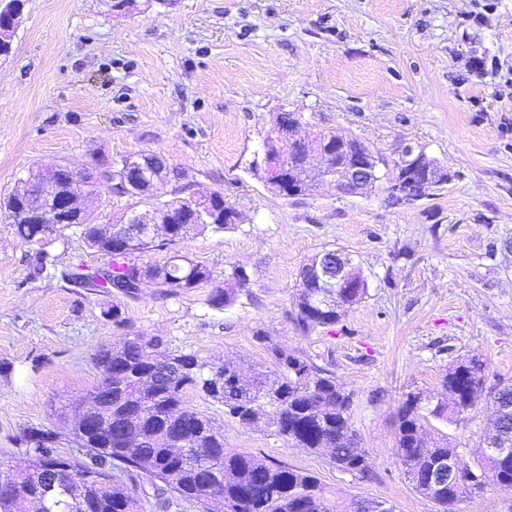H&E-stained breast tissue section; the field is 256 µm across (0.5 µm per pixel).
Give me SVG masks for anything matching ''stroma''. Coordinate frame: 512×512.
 I'll return each instance as SVG.
<instances>
[{"mask_svg":"<svg viewBox=\"0 0 512 512\" xmlns=\"http://www.w3.org/2000/svg\"><path fill=\"white\" fill-rule=\"evenodd\" d=\"M283 112L299 116L301 136L351 134L390 160L422 149L448 182L410 205L331 186L280 196L252 168ZM140 152L165 159L173 188L222 192L237 211L233 228L176 246L214 278L134 298L74 287L62 271L99 259L73 228L29 284L34 246L0 213V458L24 466L13 438L29 426L75 452L56 410L98 383L99 347L161 336L172 353L271 375L273 342L351 394L371 478L274 427L241 425L197 391L186 406L226 447L312 473L337 496L439 512L397 463L395 415L410 391L440 393L464 358L486 360L489 383H512V0H137L128 15L105 0H23L0 60V199L46 165L81 172ZM328 249L349 254L367 294L305 333L291 318L299 272ZM236 266L246 285L231 280ZM224 288L233 304L213 306ZM493 418L484 396L464 422L424 426L473 465Z\"/></svg>","mask_w":512,"mask_h":512,"instance_id":"1","label":"stroma"}]
</instances>
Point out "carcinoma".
I'll list each match as a JSON object with an SVG mask.
<instances>
[{
    "label": "carcinoma",
    "mask_w": 512,
    "mask_h": 512,
    "mask_svg": "<svg viewBox=\"0 0 512 512\" xmlns=\"http://www.w3.org/2000/svg\"><path fill=\"white\" fill-rule=\"evenodd\" d=\"M214 223L163 224V236L150 234L142 246L123 251L118 240L100 241L90 224L64 223L47 236L27 259L25 282L41 278L50 258L49 248L75 227L89 246L101 256L105 274L85 272L75 266L62 278L110 292L113 284L133 279L143 265L134 253L148 249L162 250L184 240L194 230L222 232L234 226L227 221L236 212L224 205V195L211 192L209 197ZM140 203L177 207L178 197L162 192L144 193ZM316 258L303 265L294 304L293 321L304 331L336 324L339 310L321 301L328 289L322 287L314 270ZM213 279V271L182 255L160 267L148 268L147 280L140 289L159 288L168 292H188ZM279 373L275 378L262 371L241 382V394L251 403L249 410L237 411L233 395L226 391L222 377L234 371L228 364L206 369L192 354L170 353L163 338L148 340L135 336L121 350L100 348L95 364L110 372L109 382L97 384L93 391L102 394L98 415L112 419V440L108 441L81 419L73 427L79 448H95V453L62 457L55 452V437L42 427H27L14 438L25 449L30 470L18 475L20 485L9 492L0 491V512H79L72 487L54 483L51 467L65 464L77 472L97 475L90 490L97 498L99 512H140V503L130 492L111 483L112 470L127 476L147 477L154 488V507L168 512L174 505L188 503L201 512H210L205 486H215L224 495V512H362L359 498L336 500L319 479L279 461H271L224 446V434L207 417L184 406V394L194 389L224 403L229 415L242 425L253 427L273 424L277 433L298 448L311 452L327 451L336 468L361 479L370 469L365 451L357 447L349 422L351 397L336 383V378L319 369L308 358L278 345L271 347ZM489 367L480 358H466L448 366L442 386L448 398L426 403L414 392L398 407L395 439L397 462L418 493L443 508H448L472 492L458 484L441 491L429 490L427 470L440 459L454 458L464 470L470 465L458 449L445 439H428L423 432L426 416L458 423L475 406L485 391L495 409L492 439L497 447L509 449L505 456L481 450L479 466L497 470L500 487L512 489V385L486 390Z\"/></svg>",
    "instance_id": "obj_1"
}]
</instances>
